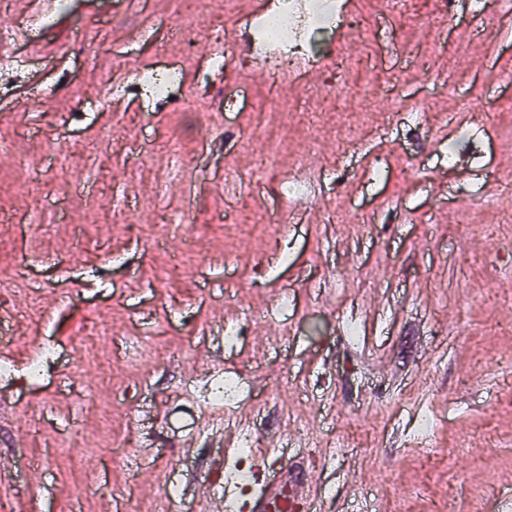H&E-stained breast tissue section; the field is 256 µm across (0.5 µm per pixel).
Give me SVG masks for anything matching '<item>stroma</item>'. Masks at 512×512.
<instances>
[{"instance_id": "35a3bbf8", "label": "stroma", "mask_w": 512, "mask_h": 512, "mask_svg": "<svg viewBox=\"0 0 512 512\" xmlns=\"http://www.w3.org/2000/svg\"><path fill=\"white\" fill-rule=\"evenodd\" d=\"M342 2L363 34L321 37V66L273 87L239 53L268 0L192 20L175 0H70L65 42L39 0H0L39 78L0 96V512H154L174 485L171 512H200L195 476L220 500L225 471L294 461L320 512H496L512 489V7L450 0L440 22L433 0ZM217 25L237 58L202 85ZM184 28L190 56L163 39ZM338 57L358 90L336 102ZM169 61L175 103L104 96ZM297 170L311 190L283 202ZM92 322L104 336L80 343ZM222 372L239 403L200 413L189 388Z\"/></svg>"}]
</instances>
